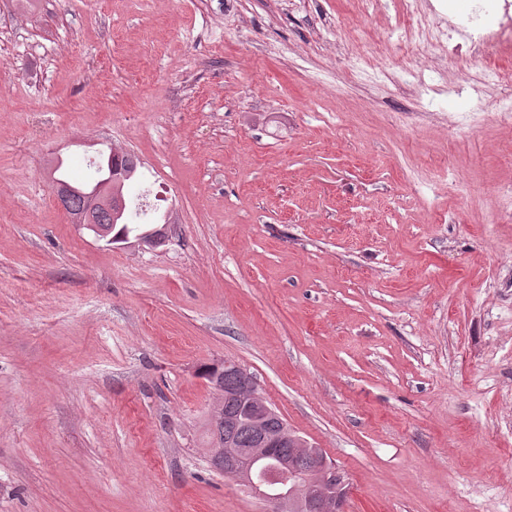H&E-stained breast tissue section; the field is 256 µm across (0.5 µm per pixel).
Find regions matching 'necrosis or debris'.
<instances>
[{
	"mask_svg": "<svg viewBox=\"0 0 512 512\" xmlns=\"http://www.w3.org/2000/svg\"><path fill=\"white\" fill-rule=\"evenodd\" d=\"M399 25L409 31L400 51L413 58L427 55L437 44L448 51L465 50L464 66L474 77L499 88L496 110L500 118L512 120V72L497 68L496 59L512 44V0H473L467 14H449L437 19L425 0H396ZM489 11L501 14L498 28L483 26L481 18Z\"/></svg>",
	"mask_w": 512,
	"mask_h": 512,
	"instance_id": "4bbe7bcc",
	"label": "necrosis or debris"
}]
</instances>
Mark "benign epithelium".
<instances>
[{
    "instance_id": "7a95c632",
    "label": "benign epithelium",
    "mask_w": 512,
    "mask_h": 512,
    "mask_svg": "<svg viewBox=\"0 0 512 512\" xmlns=\"http://www.w3.org/2000/svg\"><path fill=\"white\" fill-rule=\"evenodd\" d=\"M233 371L244 394V403L252 412L253 421L261 425L272 414V407L258 392L250 372L233 361L224 362ZM290 438L288 430L270 434L253 448L210 449V463L217 471L233 475L257 497L271 505L272 512H289L297 505L299 512H346L349 489L336 496V472L326 467L317 474L306 475L288 468L275 454L276 444Z\"/></svg>"
}]
</instances>
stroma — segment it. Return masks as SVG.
<instances>
[{
    "instance_id": "stroma-1",
    "label": "stroma",
    "mask_w": 512,
    "mask_h": 512,
    "mask_svg": "<svg viewBox=\"0 0 512 512\" xmlns=\"http://www.w3.org/2000/svg\"><path fill=\"white\" fill-rule=\"evenodd\" d=\"M0 17V512H269L210 467L236 361L347 512H512V124L374 54L391 0H19ZM120 144L164 246L46 174ZM62 163L60 160L54 159L50 162V172L52 175V180H63L68 182L72 188L60 181H51V186L53 192L57 198L65 197L62 199V207L67 212V214L72 218L74 224H76V218L80 216L81 213L85 211L90 201V196L94 197L97 193L90 195L92 191L88 186H80L73 184L62 172H61ZM72 190V191H71ZM71 191V192H70Z\"/></svg>"
}]
</instances>
